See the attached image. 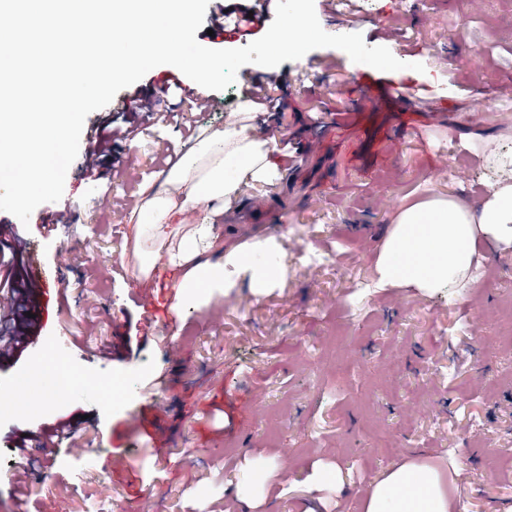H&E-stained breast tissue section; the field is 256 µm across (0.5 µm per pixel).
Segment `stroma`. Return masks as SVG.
Wrapping results in <instances>:
<instances>
[{"label": "stroma", "instance_id": "stroma-1", "mask_svg": "<svg viewBox=\"0 0 512 512\" xmlns=\"http://www.w3.org/2000/svg\"><path fill=\"white\" fill-rule=\"evenodd\" d=\"M322 29L361 33L406 69L382 72L337 48L241 67L207 107L137 115L133 165L82 175L23 229L50 288L31 300L38 337L0 362V393L35 375L38 407L0 414V512H365L403 467L438 485L447 512H512V244L477 234L483 278L428 292L385 283L378 260L400 213L453 201L480 213L512 180V0H314ZM391 37H384V30ZM423 64L424 72L414 71ZM272 79L283 112L257 125L282 178L242 186L211 214L212 259L268 226L283 279L235 285L172 308L176 272L142 278L132 210L164 188L176 152L240 111L249 80ZM414 98L402 108L373 86ZM67 211L55 236L43 222ZM60 342L82 373L124 376L112 407L74 384L56 401L42 362ZM179 346V359L169 355ZM164 413L153 416L151 403ZM53 460L15 476V444L59 420Z\"/></svg>", "mask_w": 512, "mask_h": 512}]
</instances>
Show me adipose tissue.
<instances>
[{"instance_id": "ef3b65f1", "label": "adipose tissue", "mask_w": 512, "mask_h": 512, "mask_svg": "<svg viewBox=\"0 0 512 512\" xmlns=\"http://www.w3.org/2000/svg\"><path fill=\"white\" fill-rule=\"evenodd\" d=\"M256 113H241L237 122L221 130L203 132L197 148L178 156L165 176L166 190H144L132 212L146 221L137 230V243L146 245L148 260L140 271L150 275L157 262L181 269L175 285V309L186 308L197 297V288H224L229 270L249 272L261 288L276 282L278 271L253 265L254 253L270 249L258 242L248 250L227 252L213 261L206 253L211 246V227L198 224L181 238L173 227L185 223L187 215L202 206L228 209L239 199L241 187L252 181L275 178L279 165L276 147L252 133ZM512 243V187L498 190L480 214L451 202L405 210L389 234L378 264L383 280L413 283L440 289L464 277L475 253V234ZM396 512H447V506L432 484L422 482L414 470H402L376 487L367 512H387L390 501Z\"/></svg>"}]
</instances>
